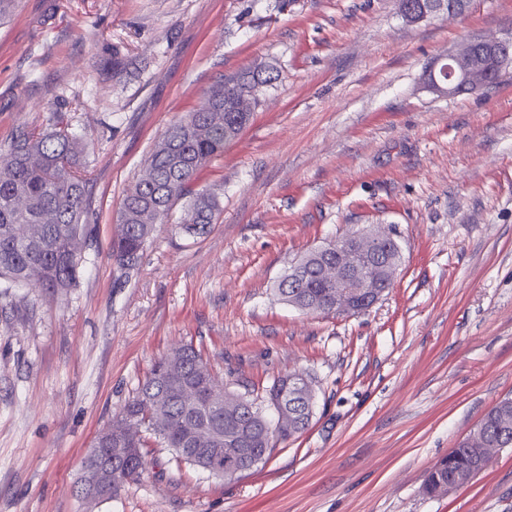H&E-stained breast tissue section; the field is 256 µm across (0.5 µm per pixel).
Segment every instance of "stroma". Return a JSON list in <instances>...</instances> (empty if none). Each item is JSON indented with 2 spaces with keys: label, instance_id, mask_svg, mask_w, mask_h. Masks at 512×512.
Listing matches in <instances>:
<instances>
[{
  "label": "stroma",
  "instance_id": "1",
  "mask_svg": "<svg viewBox=\"0 0 512 512\" xmlns=\"http://www.w3.org/2000/svg\"><path fill=\"white\" fill-rule=\"evenodd\" d=\"M512 32V0L409 23L396 0H21L0 25V145L63 118L93 179L75 288H0V512H512V448L468 486L425 476L512 397V70L440 97L426 66ZM122 66L113 69V58ZM273 69L250 123L204 168L207 233L112 241L161 134L219 76ZM376 225L402 262L366 312L309 315L273 285L304 252ZM193 344L220 383L311 375L313 417L234 480L154 445L95 503L82 462L155 360Z\"/></svg>",
  "mask_w": 512,
  "mask_h": 512
}]
</instances>
